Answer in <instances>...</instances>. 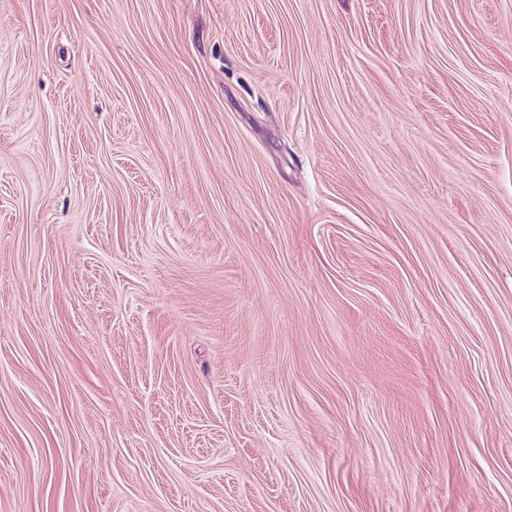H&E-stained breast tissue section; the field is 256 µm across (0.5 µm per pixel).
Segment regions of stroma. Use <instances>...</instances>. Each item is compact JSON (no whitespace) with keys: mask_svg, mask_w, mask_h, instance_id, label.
I'll list each match as a JSON object with an SVG mask.
<instances>
[{"mask_svg":"<svg viewBox=\"0 0 512 512\" xmlns=\"http://www.w3.org/2000/svg\"><path fill=\"white\" fill-rule=\"evenodd\" d=\"M0 512H512V0H0Z\"/></svg>","mask_w":512,"mask_h":512,"instance_id":"stroma-1","label":"stroma"}]
</instances>
